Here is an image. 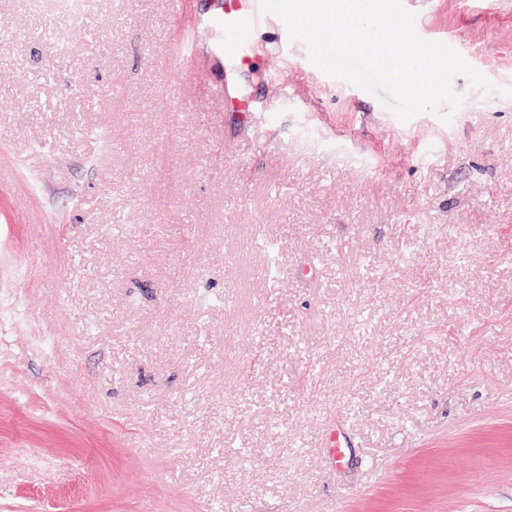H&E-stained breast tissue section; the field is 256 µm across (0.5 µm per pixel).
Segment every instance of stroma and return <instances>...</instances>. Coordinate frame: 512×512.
I'll return each instance as SVG.
<instances>
[{
	"label": "stroma",
	"instance_id": "1",
	"mask_svg": "<svg viewBox=\"0 0 512 512\" xmlns=\"http://www.w3.org/2000/svg\"><path fill=\"white\" fill-rule=\"evenodd\" d=\"M219 7L0 0V512H512V15L435 0L448 123L270 24L245 124ZM95 0H29L33 10L42 15L63 14L74 24L90 20Z\"/></svg>",
	"mask_w": 512,
	"mask_h": 512
}]
</instances>
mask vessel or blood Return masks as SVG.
<instances>
[{
    "mask_svg": "<svg viewBox=\"0 0 512 512\" xmlns=\"http://www.w3.org/2000/svg\"><path fill=\"white\" fill-rule=\"evenodd\" d=\"M272 21V15L261 12L260 0H224L223 7L205 20L207 29L216 36L211 57L223 60L231 70L222 88L224 103L248 118L254 117L260 106L238 86L233 74L250 66L257 38Z\"/></svg>",
    "mask_w": 512,
    "mask_h": 512,
    "instance_id": "1",
    "label": "vessel or blood"
}]
</instances>
